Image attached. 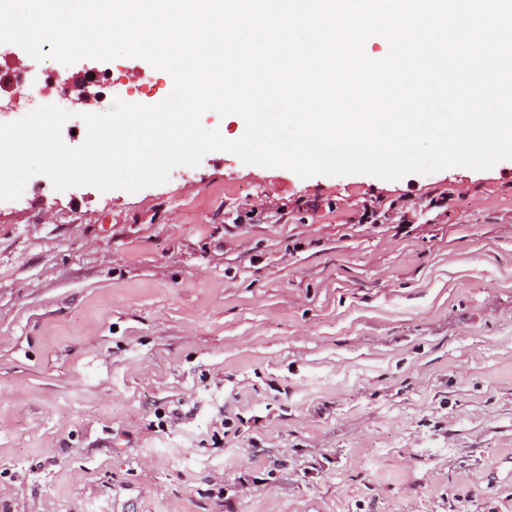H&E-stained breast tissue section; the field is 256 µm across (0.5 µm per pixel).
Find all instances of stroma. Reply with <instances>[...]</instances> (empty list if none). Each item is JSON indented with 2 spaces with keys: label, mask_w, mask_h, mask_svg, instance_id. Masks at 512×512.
<instances>
[{
  "label": "stroma",
  "mask_w": 512,
  "mask_h": 512,
  "mask_svg": "<svg viewBox=\"0 0 512 512\" xmlns=\"http://www.w3.org/2000/svg\"><path fill=\"white\" fill-rule=\"evenodd\" d=\"M32 64L0 44V121ZM30 182L0 203V512H512V160Z\"/></svg>",
  "instance_id": "stroma-1"
}]
</instances>
